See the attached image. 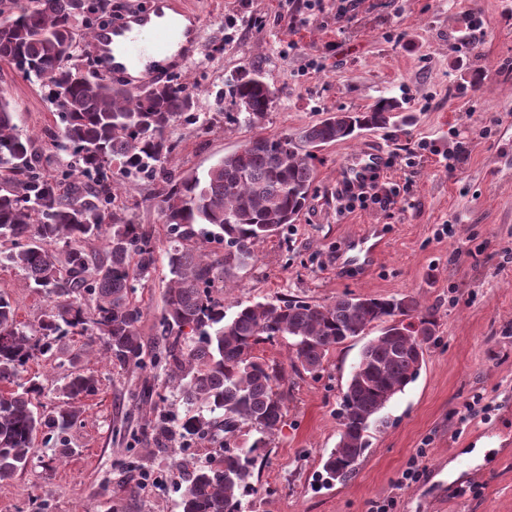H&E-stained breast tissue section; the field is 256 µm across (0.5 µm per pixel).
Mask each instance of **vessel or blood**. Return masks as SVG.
Wrapping results in <instances>:
<instances>
[{
  "instance_id": "1",
  "label": "vessel or blood",
  "mask_w": 512,
  "mask_h": 512,
  "mask_svg": "<svg viewBox=\"0 0 512 512\" xmlns=\"http://www.w3.org/2000/svg\"><path fill=\"white\" fill-rule=\"evenodd\" d=\"M91 45L100 55L106 74L133 88L146 86L195 57L200 49L199 19L182 0H151L141 9L128 7L120 23L96 29ZM381 161L377 152L356 154L344 171L345 181L359 184ZM379 255L378 232L372 229L348 241L336 255V267L367 269Z\"/></svg>"
}]
</instances>
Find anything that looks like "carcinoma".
Returning <instances> with one entry per match:
<instances>
[{
  "mask_svg": "<svg viewBox=\"0 0 512 512\" xmlns=\"http://www.w3.org/2000/svg\"><path fill=\"white\" fill-rule=\"evenodd\" d=\"M110 0H0V61L26 66L25 76L47 96L61 126L49 132L54 148L70 157V170L46 173L35 138L19 133L17 109L0 93V268L22 273L25 287L49 300L37 324L18 320L11 295L0 293V481L24 470L37 453L39 431L59 444L82 415L83 398L98 380L72 371L58 388L59 404L46 413L34 403L43 384L23 377L34 359L57 360L66 336L100 343L114 365L162 366L192 406L173 423L155 417L160 448L224 437L217 456L183 474L182 512H238L250 486L253 453L284 419L276 384L284 369L259 360L256 345L292 339L294 363L323 370L330 348L371 327L380 335L352 369L340 412L336 448L323 463L330 480H346L368 448L374 417L417 376L423 346L438 326L436 310L412 296L345 293L333 304L279 300L224 312V282L255 259L257 243L295 223L315 182V151L362 130L396 127L410 119L402 105L381 98L363 112H328L294 134L265 136L258 128L275 98L254 68H245L214 105L225 124L254 131L203 174H177L165 163L178 148L169 129L202 127L199 96L186 82L158 83L133 92L87 74L73 77L77 45L91 37L93 13ZM240 112L233 111L236 104ZM127 178L151 179L167 231L160 248L151 231L126 214L112 189V164ZM103 242V254L88 252ZM164 258L170 278L157 335L163 350L146 355L133 300L135 281L149 277ZM424 340H418V337ZM242 424L261 435L250 448H232Z\"/></svg>",
  "mask_w": 512,
  "mask_h": 512,
  "instance_id": "1",
  "label": "carcinoma"
}]
</instances>
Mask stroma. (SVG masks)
I'll list each match as a JSON object with an SVG mask.
<instances>
[{"instance_id":"stroma-1","label":"stroma","mask_w":512,"mask_h":512,"mask_svg":"<svg viewBox=\"0 0 512 512\" xmlns=\"http://www.w3.org/2000/svg\"><path fill=\"white\" fill-rule=\"evenodd\" d=\"M185 2L201 20V48L170 81L191 79L206 103L241 69H261L278 90L264 134L294 133L324 113L362 111L382 97L414 117L319 152L307 208L256 245L254 261L224 291L226 314L280 298L330 304L346 292L411 295L438 311L418 377L371 426L356 474L330 485L320 473L339 441L343 394L379 328L331 348L315 374L293 365L290 339L256 346L255 356L285 370V417L255 459L240 512H373L387 501L391 512H512V0H357L342 22L336 0ZM470 12L484 21L479 46L455 51ZM0 88L17 108L20 132L36 138L45 169H64L68 156L47 137L58 123L47 98L5 62ZM208 119L203 130L171 129L179 148L170 167L202 173L237 148L244 130L227 128L220 114ZM369 149L383 154L373 171L377 192L394 197L347 204L339 197L345 164ZM118 188L134 223L165 243L166 227L146 202L154 184L144 178ZM369 225L382 235L379 261L337 274V251ZM168 279L161 263L138 287L150 350L159 347ZM0 289L16 299L20 321L37 323L46 298L9 269H0ZM61 348L60 364L27 366L43 380V410L57 405L64 372H93L98 390L83 399L66 447H46L39 433L38 457L0 481V512H181L176 480L185 455L174 444L158 450L150 430L156 397L183 408L165 372L109 364L80 336L63 338ZM477 395L485 408L468 415ZM416 455L420 479L399 485ZM146 472L158 484H141Z\"/></svg>"}]
</instances>
